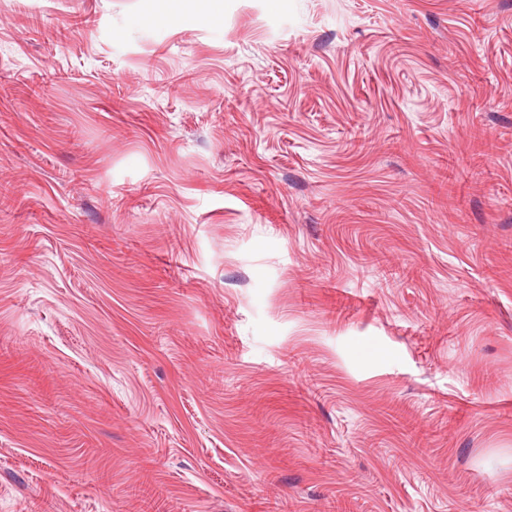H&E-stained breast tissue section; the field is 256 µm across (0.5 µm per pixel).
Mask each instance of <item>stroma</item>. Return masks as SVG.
Wrapping results in <instances>:
<instances>
[{"label":"stroma","mask_w":512,"mask_h":512,"mask_svg":"<svg viewBox=\"0 0 512 512\" xmlns=\"http://www.w3.org/2000/svg\"><path fill=\"white\" fill-rule=\"evenodd\" d=\"M0 512H512V0H0Z\"/></svg>","instance_id":"stroma-1"}]
</instances>
